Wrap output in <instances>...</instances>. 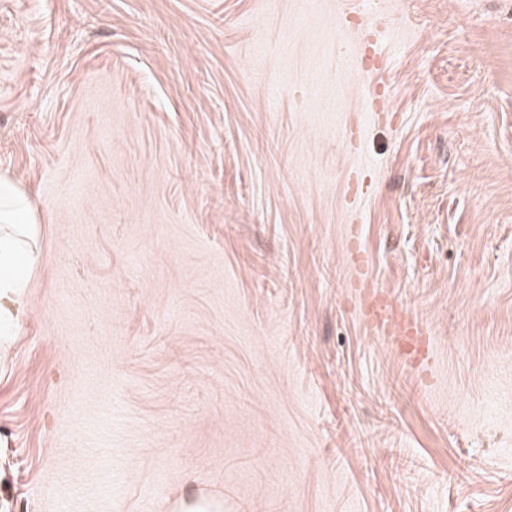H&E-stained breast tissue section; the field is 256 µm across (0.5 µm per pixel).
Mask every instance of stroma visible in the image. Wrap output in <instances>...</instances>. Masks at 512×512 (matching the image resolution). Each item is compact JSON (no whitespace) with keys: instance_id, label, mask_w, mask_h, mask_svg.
Listing matches in <instances>:
<instances>
[{"instance_id":"obj_1","label":"stroma","mask_w":512,"mask_h":512,"mask_svg":"<svg viewBox=\"0 0 512 512\" xmlns=\"http://www.w3.org/2000/svg\"><path fill=\"white\" fill-rule=\"evenodd\" d=\"M1 175L0 512H512V0H0ZM0 224V342L9 345L23 309L38 220L26 193L6 179H0ZM350 267V285L359 294L366 324L387 339L401 336L400 351L407 362L420 370L429 369L433 353L423 324L418 320L404 319L396 313L390 299L369 273L362 251L357 248L351 249ZM407 343L413 348L407 349ZM173 510L175 512H222L224 502L203 495H187L176 500Z\"/></svg>"}]
</instances>
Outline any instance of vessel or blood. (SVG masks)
<instances>
[{"label": "vessel or blood", "instance_id": "obj_1", "mask_svg": "<svg viewBox=\"0 0 512 512\" xmlns=\"http://www.w3.org/2000/svg\"><path fill=\"white\" fill-rule=\"evenodd\" d=\"M350 285L361 299L363 319L383 337H401L402 356L414 367L429 369L433 360L430 341L421 322L400 317L390 301L369 273L364 255L359 249L350 252Z\"/></svg>", "mask_w": 512, "mask_h": 512}]
</instances>
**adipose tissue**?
Segmentation results:
<instances>
[{"label":"adipose tissue","instance_id":"adipose-tissue-1","mask_svg":"<svg viewBox=\"0 0 512 512\" xmlns=\"http://www.w3.org/2000/svg\"><path fill=\"white\" fill-rule=\"evenodd\" d=\"M37 219L26 193L0 179V340L9 341L23 309L26 260Z\"/></svg>","mask_w":512,"mask_h":512}]
</instances>
